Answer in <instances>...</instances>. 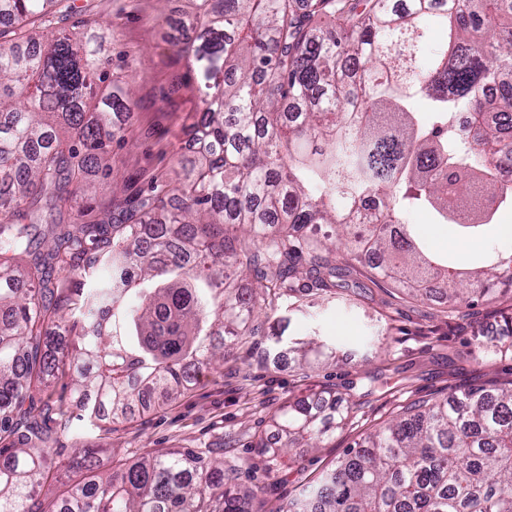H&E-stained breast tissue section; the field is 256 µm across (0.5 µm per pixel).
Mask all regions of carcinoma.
Wrapping results in <instances>:
<instances>
[{
    "mask_svg": "<svg viewBox=\"0 0 512 512\" xmlns=\"http://www.w3.org/2000/svg\"><path fill=\"white\" fill-rule=\"evenodd\" d=\"M61 2L0 0V512H263L222 448L107 470L100 449L77 448L67 494L42 498L48 445L68 426L52 383L75 371L93 425L177 398L259 334L260 311L350 291L300 234L308 225L417 297L512 300V255L465 264L402 223L419 207L479 241L512 208L498 177L512 89L484 95L512 80V0H194L174 30L200 103L197 148L175 178L123 200L118 224L85 220L76 202L88 175L112 174L133 93L110 77L99 19L27 34ZM433 20L449 34L432 50ZM460 111L469 120L454 127ZM77 276L94 287L71 286ZM504 323L466 356L512 351V314ZM291 351L309 365L336 346L314 335ZM357 416V402L320 391L275 411L255 451L276 471ZM278 512H512V379L402 407Z\"/></svg>",
    "mask_w": 512,
    "mask_h": 512,
    "instance_id": "obj_1",
    "label": "carcinoma"
}]
</instances>
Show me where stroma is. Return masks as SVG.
I'll use <instances>...</instances> for the list:
<instances>
[{
	"mask_svg": "<svg viewBox=\"0 0 512 512\" xmlns=\"http://www.w3.org/2000/svg\"><path fill=\"white\" fill-rule=\"evenodd\" d=\"M192 7V0H69L58 6L50 24L32 27L40 36L51 27L71 28L89 15L111 24L110 70L134 91L125 136L112 143V174L97 178L84 205L88 219L111 218L114 197L136 196L152 182L166 179L178 154L194 146L188 129L199 102L190 90H171L185 65L176 54L170 26ZM403 220L418 227L433 247L451 253L462 250L476 256L486 246L512 252V243L498 236L485 244H462L454 225L438 223L424 212L406 213ZM352 276L362 288L350 300L315 307L303 302L269 312L262 335L225 360L223 368L202 371L175 401H151L131 420L113 423L105 418L89 425L79 417V400L66 395L70 426L52 445L56 466L51 495H61L71 485L68 462L76 447L109 449L116 464L171 448L220 447L228 464L240 466L242 486L266 487L267 507L276 512L302 484L334 464L362 433L401 405L486 380V367L460 352L472 337L501 336V313L511 303L482 299L470 307L466 321H455L444 300L412 299L367 264L356 265ZM312 334L335 340L336 357L320 368L299 367L288 346ZM323 388L351 389L360 405L355 425L268 477L263 458L253 449L268 417Z\"/></svg>",
	"mask_w": 512,
	"mask_h": 512,
	"instance_id": "35a3bbf8",
	"label": "stroma"
}]
</instances>
